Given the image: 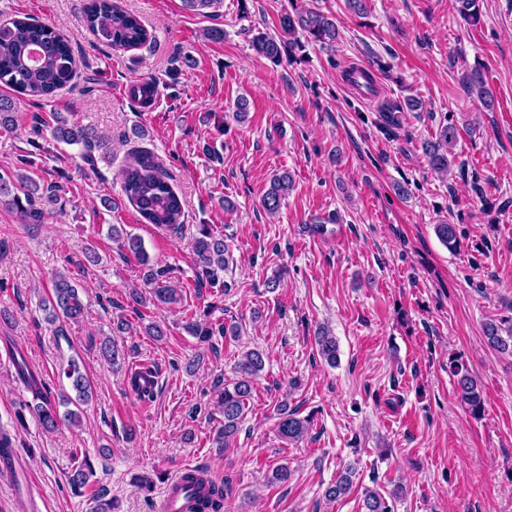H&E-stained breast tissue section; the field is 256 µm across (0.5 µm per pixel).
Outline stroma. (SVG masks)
Returning a JSON list of instances; mask_svg holds the SVG:
<instances>
[{
	"label": "stroma",
	"instance_id": "35a3bbf8",
	"mask_svg": "<svg viewBox=\"0 0 512 512\" xmlns=\"http://www.w3.org/2000/svg\"><path fill=\"white\" fill-rule=\"evenodd\" d=\"M87 0H0V23L30 16L70 36L82 66L72 89L51 100L13 94L19 125L0 132V169L39 184L66 183L44 223H22L0 206V430L9 433L43 501V512H91L99 489L120 512H156L168 478L185 465L226 482L223 512H361V490L402 483L395 512H512V356L492 349L486 323L512 327V0H477L467 22L461 0H366L358 16L346 0H223L215 18L184 11L181 0H123L152 29L138 49L97 45L83 22ZM315 7L339 26L335 49L308 42L274 63L255 54L252 30L276 33L293 5ZM224 29L213 42L205 31ZM383 66L374 101L342 82L352 64ZM482 66L493 108L470 97L463 77ZM157 81L149 106L130 86ZM422 106L388 124L386 102ZM246 98V121L233 117ZM95 127L112 140L94 165L78 145L51 137L53 113ZM460 132L448 176L434 172L424 143L441 126ZM146 148L185 203L181 235L143 223L122 190L131 150ZM293 188L276 214L262 201L274 174ZM112 208H105L104 199ZM455 224L449 250L436 224ZM141 238L152 263L182 291L172 309L129 306L142 267L121 252L111 225ZM224 234L233 257L221 286L197 287L190 242L198 225ZM98 264L77 272L88 296L84 321L55 335L39 307L55 272L85 248ZM282 272L281 288L266 282ZM127 357L105 362L100 341L117 318ZM239 324L240 340L200 345L187 321ZM163 322L162 340L144 328ZM329 325L339 361L318 355L314 331ZM265 369L228 447L212 445L217 377L232 378L246 348ZM22 352L53 396L67 389L60 365L81 361L94 395L81 423L46 434L17 428L14 412L33 395L18 380ZM152 363V400L131 395L132 362ZM465 366L483 393L479 415L457 398L453 369ZM312 416L298 444L276 431L277 406ZM90 458L95 475L73 495L68 475ZM352 492L326 501L348 463ZM287 465L288 482L265 475ZM150 474L153 492L134 481Z\"/></svg>",
	"mask_w": 512,
	"mask_h": 512
}]
</instances>
